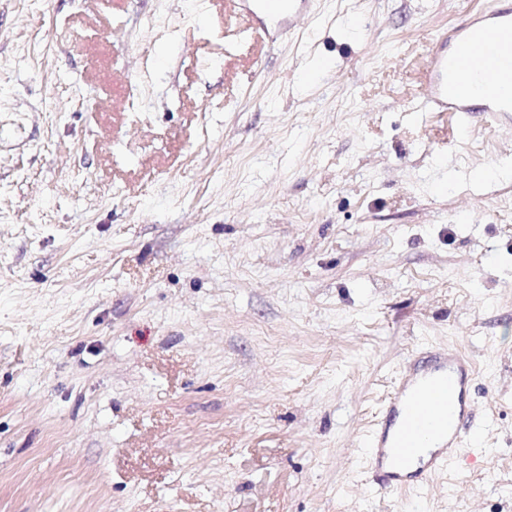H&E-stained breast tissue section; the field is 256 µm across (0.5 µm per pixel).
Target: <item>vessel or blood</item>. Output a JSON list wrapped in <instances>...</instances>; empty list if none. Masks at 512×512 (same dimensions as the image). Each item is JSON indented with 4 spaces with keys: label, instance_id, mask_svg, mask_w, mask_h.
I'll return each mask as SVG.
<instances>
[{
    "label": "vessel or blood",
    "instance_id": "1",
    "mask_svg": "<svg viewBox=\"0 0 512 512\" xmlns=\"http://www.w3.org/2000/svg\"><path fill=\"white\" fill-rule=\"evenodd\" d=\"M234 18L253 35L277 44L300 26L313 0H230ZM477 74L493 96L475 102L467 78ZM423 107L428 112H512V5L477 11L441 34L423 69ZM471 361L433 350L425 366L402 371L367 441L380 489L424 488L442 467L455 463L474 435L469 399Z\"/></svg>",
    "mask_w": 512,
    "mask_h": 512
}]
</instances>
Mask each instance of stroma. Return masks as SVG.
Here are the masks:
<instances>
[{"label":"stroma","instance_id":"obj_1","mask_svg":"<svg viewBox=\"0 0 512 512\" xmlns=\"http://www.w3.org/2000/svg\"><path fill=\"white\" fill-rule=\"evenodd\" d=\"M495 4L0 0V512H512V117L419 108ZM438 347L477 455L383 491ZM232 17L248 24L253 35L269 45L277 44L300 26L312 12L313 0H230Z\"/></svg>","mask_w":512,"mask_h":512}]
</instances>
